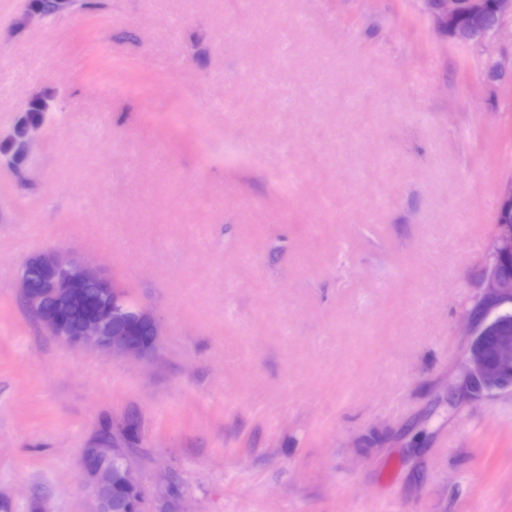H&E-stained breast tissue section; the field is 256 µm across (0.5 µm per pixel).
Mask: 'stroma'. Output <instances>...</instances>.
Returning <instances> with one entry per match:
<instances>
[{"label":"stroma","instance_id":"35a3bbf8","mask_svg":"<svg viewBox=\"0 0 512 512\" xmlns=\"http://www.w3.org/2000/svg\"><path fill=\"white\" fill-rule=\"evenodd\" d=\"M503 77L489 79L490 67ZM0 512H94L105 418L151 512H512V392L457 381L512 175V27L422 0H0ZM73 249L162 317L78 351L19 299ZM427 12L438 26L448 29V34L460 42L475 38L481 24L485 23L486 0H424ZM466 18L468 23H463Z\"/></svg>","mask_w":512,"mask_h":512}]
</instances>
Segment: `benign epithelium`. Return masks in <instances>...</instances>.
I'll return each instance as SVG.
<instances>
[{
	"label": "benign epithelium",
	"instance_id": "1",
	"mask_svg": "<svg viewBox=\"0 0 512 512\" xmlns=\"http://www.w3.org/2000/svg\"><path fill=\"white\" fill-rule=\"evenodd\" d=\"M427 12L438 26L460 42L475 38L485 23L486 0H424ZM512 17V0H494V18L490 29L500 28ZM494 257H512V224H498L492 239ZM18 288L21 298L41 325L58 341L74 349H91L130 361H152L160 346L161 320L152 310L137 307L125 313L123 292L103 271L92 268L75 251L51 250L29 257L20 269ZM97 289L99 311L73 326L58 317L59 309H84L89 305L88 289ZM480 306L484 316L472 333L465 352L459 389L476 396L475 384L491 395L503 389V372L512 369V276L498 264H488L479 280ZM143 325L154 336L150 347L141 344L134 328ZM142 425L140 415L128 412L111 421L109 435L95 434L84 449L85 474L104 503L112 495V470L105 463L109 457L125 459V469L118 480L130 488H139L138 475L126 461L128 436L133 425Z\"/></svg>",
	"mask_w": 512,
	"mask_h": 512
}]
</instances>
